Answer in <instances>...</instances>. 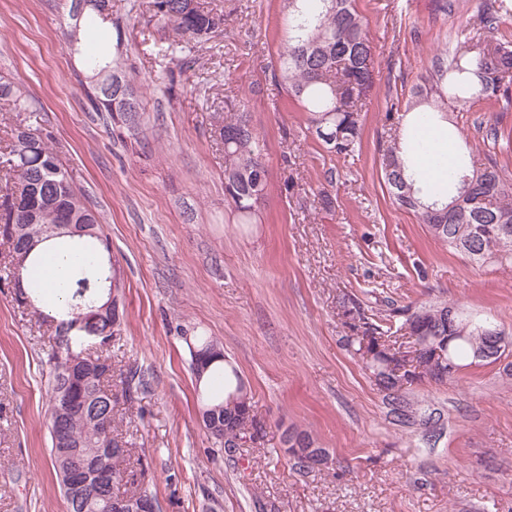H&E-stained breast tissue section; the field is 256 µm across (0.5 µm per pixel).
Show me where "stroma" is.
Listing matches in <instances>:
<instances>
[{
	"mask_svg": "<svg viewBox=\"0 0 512 512\" xmlns=\"http://www.w3.org/2000/svg\"><path fill=\"white\" fill-rule=\"evenodd\" d=\"M143 0H112L143 104L135 131L95 111L63 34L67 0H0V75L22 83L28 112L0 111V153L19 124L43 129L76 187L104 216L121 270L123 320L112 367L140 369L126 402L112 384L125 468L158 512H512V376L471 365L406 391L439 414L433 442L395 424L359 356L346 350L343 296L384 315L388 303L460 304L512 337V258L484 265L435 241L388 194L379 150L387 108L407 98L435 54L452 50L486 0H356L374 47L362 145L339 157L306 132L272 85L286 38L281 0H209L224 26L174 81L145 42L165 31ZM262 94H252L253 86ZM246 102L265 140L268 185L253 223L224 197L219 113ZM497 127L499 138L488 130ZM452 153L492 157L512 179V110L476 104L438 124ZM330 186L331 210L315 192ZM211 337L251 396L258 434L225 453L199 420L187 337ZM55 330L0 281V512H67L51 466L47 356ZM309 431L327 465L295 470L283 433Z\"/></svg>",
	"mask_w": 512,
	"mask_h": 512,
	"instance_id": "stroma-1",
	"label": "stroma"
}]
</instances>
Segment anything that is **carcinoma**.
Instances as JSON below:
<instances>
[{"label":"carcinoma","mask_w":512,"mask_h":512,"mask_svg":"<svg viewBox=\"0 0 512 512\" xmlns=\"http://www.w3.org/2000/svg\"><path fill=\"white\" fill-rule=\"evenodd\" d=\"M283 8L288 36L269 65L271 80L304 112L306 130L327 151L348 155L360 146L362 101L374 80V52L366 20L355 0H283ZM148 10L168 30L160 48L162 56L181 69L192 62L195 46L224 25V14L209 8L206 0H149ZM511 16L512 0H488L480 29L489 34L503 18ZM65 27L70 35L68 45L76 53L78 34L91 41L101 30L115 29L114 53H92L81 60L88 79L87 97L95 111L109 113L112 124L134 130L138 116H125V99L135 89L124 66L119 21H107L95 9L87 8L80 15L68 14ZM0 101L16 112L29 108L23 87L3 78ZM476 103L501 109L512 105L511 42L491 40L477 52L463 46L450 55L434 56L429 75L412 88L406 103H394L386 120L395 119L397 126L414 133L426 126L435 128V114L450 104L463 111ZM216 133L224 145V196L234 206L239 223L250 224L267 188L259 133L245 108L219 121ZM46 139L37 128L19 126L8 151L0 158V172L5 181L12 182L0 203V236L8 240L14 252L26 241L33 243L25 263L35 268L43 262L35 252V246L41 243L85 252L91 269L63 285L70 293L69 301L52 314L34 307L32 302L28 306L38 318L56 324V335L70 337L73 347H80L88 334L103 344L118 331L119 318L110 312L98 315L88 332L77 325V315L103 307L112 291L120 288L116 271L105 266V255L111 248L101 234L102 215L90 211L86 197L75 188ZM426 152V142H417L409 152L398 136L380 149L381 173L395 201L417 213L434 239L475 263L512 256V181L505 178L497 161L490 158L477 164L457 158L448 167L447 176L440 178L418 171L419 165L426 164ZM63 224H83L85 233L72 235L61 228ZM446 311L454 312L453 321L444 320ZM342 313L357 315L363 335L370 338L365 346L361 339L348 336L346 345L367 359L376 385L390 399L394 421L424 426V436L429 440L438 435L437 428L422 416L406 414L411 404L401 395L400 377L390 371V363L399 361L401 352L388 345L378 349L377 339H389L394 327L405 329L420 360L430 362L435 350L440 349L457 371L482 361L498 362L508 349L503 344L492 355L479 358L489 346L487 334L500 329V325L479 318L469 326L464 320L471 313L455 304L393 307L386 321L380 323L368 316L357 298L348 297L342 301ZM188 349L194 374L204 371L224 387L222 394L206 391L201 397L202 408L213 414L204 427L215 442L224 446V432L235 429L224 424L228 400L242 380L224 361V353L213 339L195 336ZM67 358L68 349L63 348L54 350L48 359L52 465L67 512H112V500L146 497L148 493L120 490L121 477L100 482L92 478L77 487L69 484L70 472H91L100 449L109 447L114 411L112 402L100 395L105 365L92 369L78 365L72 370ZM314 445L308 432L295 430L288 433L285 454L294 467L309 468L317 464L308 452Z\"/></svg>","instance_id":"obj_1"}]
</instances>
